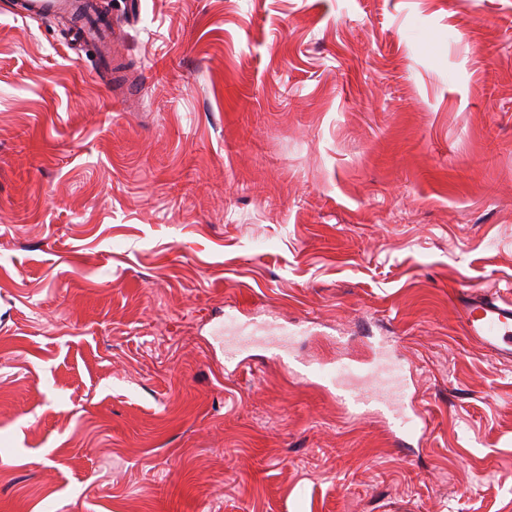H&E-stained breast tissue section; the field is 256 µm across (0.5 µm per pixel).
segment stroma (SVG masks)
<instances>
[{
  "mask_svg": "<svg viewBox=\"0 0 512 512\" xmlns=\"http://www.w3.org/2000/svg\"><path fill=\"white\" fill-rule=\"evenodd\" d=\"M138 84L0 14V512H512V0H108ZM293 360L380 365L422 439ZM499 286L465 291L457 298L466 336L502 360H512V293Z\"/></svg>",
  "mask_w": 512,
  "mask_h": 512,
  "instance_id": "obj_1",
  "label": "stroma"
}]
</instances>
